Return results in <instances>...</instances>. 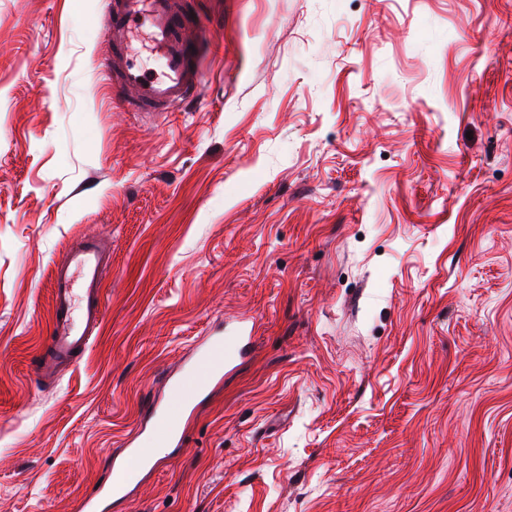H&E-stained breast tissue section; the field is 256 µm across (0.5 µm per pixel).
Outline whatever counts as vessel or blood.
Returning a JSON list of instances; mask_svg holds the SVG:
<instances>
[{"label":"vessel or blood","instance_id":"b4317fda","mask_svg":"<svg viewBox=\"0 0 512 512\" xmlns=\"http://www.w3.org/2000/svg\"><path fill=\"white\" fill-rule=\"evenodd\" d=\"M107 45L102 73L111 81L119 103L129 112L158 115L193 99L205 82L206 73L197 58L198 37L186 0H111L105 19ZM146 32L152 51L162 60L160 76L148 77L132 48L136 33ZM108 251L98 235L80 238L66 261L57 266L52 288L53 315L44 353L36 369L38 378L58 374L75 365L104 319L102 278ZM253 328L237 325L209 336L205 351L214 363L203 377L186 369L170 384L183 398L204 394L221 381L226 369L241 358ZM155 427L168 446L185 441L177 417L153 407Z\"/></svg>","mask_w":512,"mask_h":512}]
</instances>
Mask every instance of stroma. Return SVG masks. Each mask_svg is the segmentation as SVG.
Segmentation results:
<instances>
[{"instance_id":"1","label":"stroma","mask_w":512,"mask_h":512,"mask_svg":"<svg viewBox=\"0 0 512 512\" xmlns=\"http://www.w3.org/2000/svg\"><path fill=\"white\" fill-rule=\"evenodd\" d=\"M109 0H0V512H82L220 323L247 358L100 512H512V0H192L158 119L99 73ZM106 316L35 369L52 273ZM107 241L99 235L80 238L67 260L56 267L52 288L53 315L44 353L36 369L39 379L54 377L75 365L104 319L102 278ZM81 298V303L78 298Z\"/></svg>"}]
</instances>
